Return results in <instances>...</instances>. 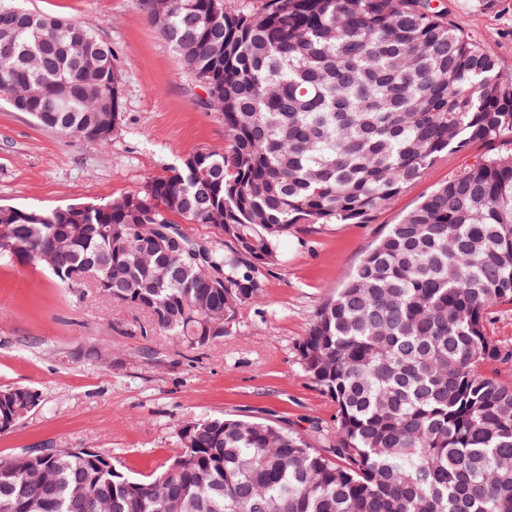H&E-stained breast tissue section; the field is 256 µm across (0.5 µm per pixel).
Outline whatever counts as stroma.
Wrapping results in <instances>:
<instances>
[{
  "label": "stroma",
  "instance_id": "1",
  "mask_svg": "<svg viewBox=\"0 0 512 512\" xmlns=\"http://www.w3.org/2000/svg\"><path fill=\"white\" fill-rule=\"evenodd\" d=\"M62 15L111 45L122 75V125L108 147L34 123L0 101V204L51 209L103 204L140 190L197 149L223 151L224 118L157 34L139 0H24ZM450 23L512 71V0H436ZM512 138L439 159L424 177L363 224L292 235L266 280V302L243 307L229 332L188 351L145 334L147 319L67 288L32 264L0 265V387L28 385L40 406L10 433L0 455L26 448H95L136 476L179 454L174 426L224 413L300 431L334 425L335 403L302 371L298 340L386 225L424 195ZM94 349L99 359L88 360ZM157 359L143 358L144 350Z\"/></svg>",
  "mask_w": 512,
  "mask_h": 512
}]
</instances>
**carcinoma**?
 Here are the masks:
<instances>
[{"mask_svg":"<svg viewBox=\"0 0 512 512\" xmlns=\"http://www.w3.org/2000/svg\"><path fill=\"white\" fill-rule=\"evenodd\" d=\"M432 0H140L204 82L228 148L192 151L143 189L50 210L0 205V264L145 313L190 350L265 297L290 234L361 224L439 158L512 136V72ZM0 95L90 139L121 113L112 46L0 0ZM184 224L215 230L195 241ZM233 246L224 248L225 241ZM512 151L475 158L365 252L296 343L336 403L312 437L265 420L188 417L182 451L130 475L97 449L0 468V512H512ZM37 390L0 389V431ZM492 330L496 339L512 346V305L505 304L492 310Z\"/></svg>","mask_w":512,"mask_h":512,"instance_id":"cac0c4a2","label":"carcinoma"}]
</instances>
